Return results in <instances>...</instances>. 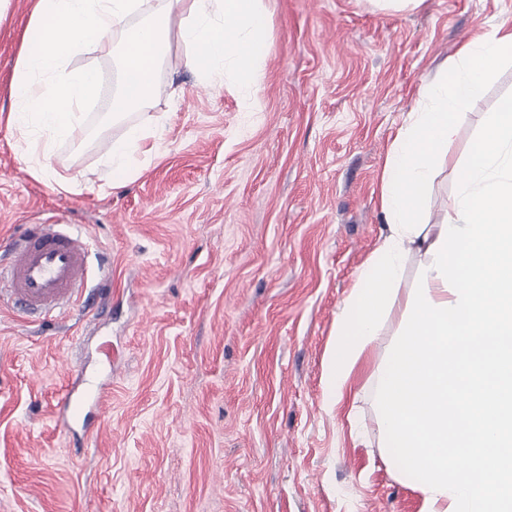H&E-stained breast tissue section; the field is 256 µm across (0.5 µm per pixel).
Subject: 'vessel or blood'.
Masks as SVG:
<instances>
[{
    "label": "vessel or blood",
    "instance_id": "obj_1",
    "mask_svg": "<svg viewBox=\"0 0 512 512\" xmlns=\"http://www.w3.org/2000/svg\"><path fill=\"white\" fill-rule=\"evenodd\" d=\"M85 229L77 224H25L10 245V262L0 269V296L11 299L26 316L45 317L79 305L90 277ZM107 385L87 386L83 372L73 371L55 408L66 430L98 408Z\"/></svg>",
    "mask_w": 512,
    "mask_h": 512
}]
</instances>
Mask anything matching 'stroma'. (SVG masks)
Returning a JSON list of instances; mask_svg holds the SVG:
<instances>
[{
    "label": "stroma",
    "mask_w": 512,
    "mask_h": 512,
    "mask_svg": "<svg viewBox=\"0 0 512 512\" xmlns=\"http://www.w3.org/2000/svg\"><path fill=\"white\" fill-rule=\"evenodd\" d=\"M33 0L0 19V111ZM268 53L247 83L178 64L124 122L56 145L69 190L33 176L0 127V251L17 225H85L112 261V301L23 321L0 299V512H420L414 481L379 445L373 373L399 331L384 322L354 376L350 434L326 383L337 315L384 224L380 174L417 89L512 0H260ZM512 101L493 63L422 210L436 220L455 163ZM154 121L162 154L112 186L102 141ZM111 344L112 359L100 352ZM110 385L91 441L69 447L54 410L68 368Z\"/></svg>",
    "instance_id": "1"
}]
</instances>
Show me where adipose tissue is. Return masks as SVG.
<instances>
[{
	"mask_svg": "<svg viewBox=\"0 0 512 512\" xmlns=\"http://www.w3.org/2000/svg\"><path fill=\"white\" fill-rule=\"evenodd\" d=\"M260 0H157L152 22L132 24L143 0H37L27 24L6 123L44 163L58 138L84 132L85 105L101 73L67 72L73 56L123 48L119 90L106 118L120 122L149 100L177 31L181 65L199 74L255 68L268 51ZM178 28H171V21ZM512 58V24L478 30L449 69L419 89L422 107L393 139L381 172V242L359 271L328 350L329 391L343 406L357 364L384 320L403 303L405 330L377 366V427L401 476L418 474L421 512H512V114L497 116L466 159L457 190L436 221L420 204L457 132L462 106L490 65ZM160 132L128 126L106 147L107 165L135 178L159 154ZM419 285L401 298L410 257Z\"/></svg>",
	"mask_w": 512,
	"mask_h": 512,
	"instance_id": "1",
	"label": "adipose tissue"
}]
</instances>
